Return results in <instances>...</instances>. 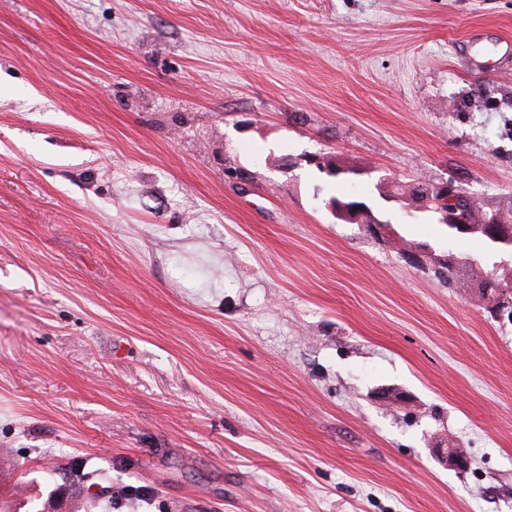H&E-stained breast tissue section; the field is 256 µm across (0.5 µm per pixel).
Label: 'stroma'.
<instances>
[{"mask_svg":"<svg viewBox=\"0 0 512 512\" xmlns=\"http://www.w3.org/2000/svg\"><path fill=\"white\" fill-rule=\"evenodd\" d=\"M451 179L512 209V0H0V494L512 512V258L394 195ZM353 199L347 201L331 200L328 207L333 216L348 224H369L368 227L373 233H377L378 226L381 224L370 217V211L362 205L353 203Z\"/></svg>","mask_w":512,"mask_h":512,"instance_id":"obj_1","label":"stroma"}]
</instances>
